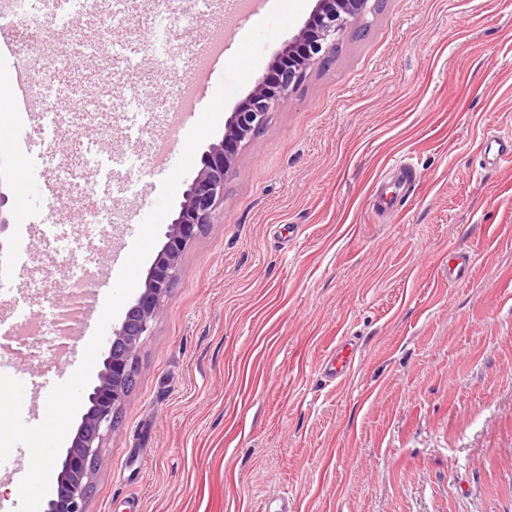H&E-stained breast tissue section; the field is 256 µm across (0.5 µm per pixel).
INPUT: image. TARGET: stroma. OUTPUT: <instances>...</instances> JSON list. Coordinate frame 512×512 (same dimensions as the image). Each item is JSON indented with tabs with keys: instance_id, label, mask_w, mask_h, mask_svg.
I'll return each mask as SVG.
<instances>
[{
	"instance_id": "obj_1",
	"label": "stroma",
	"mask_w": 512,
	"mask_h": 512,
	"mask_svg": "<svg viewBox=\"0 0 512 512\" xmlns=\"http://www.w3.org/2000/svg\"><path fill=\"white\" fill-rule=\"evenodd\" d=\"M140 60L148 94L114 82L112 53L82 52L96 20L47 16L41 49L0 57V97L25 59L66 53L72 85L50 95L54 166L21 187L17 130L0 110V282L38 271L48 224L82 239L77 263L112 280L113 259L154 207L160 177L139 167L165 127L151 103L172 98L167 59L221 37L234 55L257 17L204 5ZM112 98L102 124L88 96ZM512 131V0H382L309 69L247 145L215 224L185 251L134 388L105 442L88 512H512V163L482 164L487 134ZM124 155L118 192L100 201L108 240L86 239L81 196L104 157ZM414 185L394 205L374 194L400 161ZM472 251L448 281V252ZM344 336L360 357L346 382L319 363ZM22 412L42 422L54 385L80 365L66 336L50 359L6 337Z\"/></svg>"
}]
</instances>
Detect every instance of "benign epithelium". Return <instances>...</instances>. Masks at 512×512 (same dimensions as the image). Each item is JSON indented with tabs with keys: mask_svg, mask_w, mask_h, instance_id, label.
Wrapping results in <instances>:
<instances>
[{
	"mask_svg": "<svg viewBox=\"0 0 512 512\" xmlns=\"http://www.w3.org/2000/svg\"><path fill=\"white\" fill-rule=\"evenodd\" d=\"M379 2L317 0L307 24L288 39L275 60L274 78L264 76L256 82L227 119L222 138L202 153L199 169L167 225L164 242L141 291L108 338L97 382L87 391L86 411L70 445L60 454L56 494L46 499L44 512H88L91 479L104 463L102 448L128 393L138 349L163 312L184 252L220 214L226 181L270 114L291 96L308 69L329 61L352 22L374 10Z\"/></svg>",
	"mask_w": 512,
	"mask_h": 512,
	"instance_id": "7a95c632",
	"label": "benign epithelium"
}]
</instances>
